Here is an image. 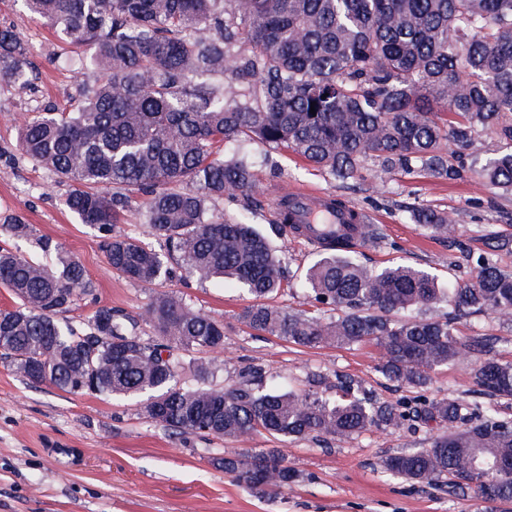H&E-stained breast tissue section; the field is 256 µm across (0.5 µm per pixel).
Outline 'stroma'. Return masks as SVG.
I'll list each match as a JSON object with an SVG mask.
<instances>
[{
  "mask_svg": "<svg viewBox=\"0 0 512 512\" xmlns=\"http://www.w3.org/2000/svg\"><path fill=\"white\" fill-rule=\"evenodd\" d=\"M1 28L14 30L26 43L31 76L25 85L0 78V224L23 218L33 226L34 237L20 242L0 235V246L53 264L54 254L43 252L36 243L41 237L79 260L95 291L77 298L68 312L60 314V321L84 329L100 307L135 318L163 289L223 321V352L198 354L200 360L217 366L214 385L236 382L241 368L258 362L270 389L302 390L313 378L331 386L344 375L380 400L393 402L405 396V388L377 372L381 352L374 344L308 348L248 329L237 315L250 299L232 281L201 284L181 269L157 287L113 271L98 232L65 208L68 186L15 148L23 115L50 104L76 105L78 84H94L100 72L89 63L79 70L66 66L69 46L35 20L23 0H0ZM495 147V141L479 137L473 148L454 158L460 174L452 181L389 172L372 162L364 182L353 188L343 187L293 153L257 148L252 155L261 207L249 219L259 230L269 231L277 195L285 188L338 194L375 219V240L357 250L365 265L381 269L406 264L429 270L444 282L461 280L467 266L490 251L482 228L512 241V196L491 189L476 175ZM412 207L447 211L455 232L426 233L409 221ZM272 243L290 278L275 304L310 310L299 278L315 260L316 246L277 235ZM456 327L466 338L492 337L497 358L512 361V325L478 314L459 320ZM470 369L467 360L436 369L430 395H453L512 419V399L480 394ZM141 405L138 399L75 395L31 383L0 359V512H476L469 495L441 486L411 485L388 475L380 465L387 456L424 447L438 432L434 424L415 430L403 424L326 441L305 437L282 443L266 436L225 440L175 434L145 417ZM276 447L282 448L298 480L273 496L246 490L213 463L216 457L245 448Z\"/></svg>",
  "mask_w": 512,
  "mask_h": 512,
  "instance_id": "obj_1",
  "label": "stroma"
}]
</instances>
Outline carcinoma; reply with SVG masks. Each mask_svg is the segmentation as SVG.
Instances as JSON below:
<instances>
[{
  "label": "carcinoma",
  "mask_w": 512,
  "mask_h": 512,
  "mask_svg": "<svg viewBox=\"0 0 512 512\" xmlns=\"http://www.w3.org/2000/svg\"><path fill=\"white\" fill-rule=\"evenodd\" d=\"M43 25L93 49L103 77L82 86L78 105L23 117L16 150L71 190L67 207L101 234L108 265L155 284L182 264L199 283L230 277L253 302L239 320L249 329L304 346L371 342L377 371L414 393L378 402L339 380L340 396L319 386L261 389L259 364L219 388L178 386L184 355L224 347V323L172 293H160L141 319L158 340L129 332L112 309H96L88 331L57 321L92 295L80 262L57 251L47 268L0 248V286L20 305L0 311V358L31 383L71 394L135 398L142 412L179 433L282 441L342 438L417 417L447 425L423 448L381 460L393 476L445 485L482 503L512 501V422L455 398L428 396L430 374L464 358L474 385L512 398V362L493 356L491 338L468 340L455 319L489 312L512 322V272L492 256L473 279L439 287L423 269L372 270L347 243L355 224L321 250L304 274L314 306L328 318L267 303L287 277L269 238L249 221L259 180L245 155L224 157L227 141L291 151L342 184L364 180L375 160L404 174L454 179L446 152L461 154L483 133L512 141V0H23ZM22 38L0 29V75L27 77ZM315 113H310V108ZM512 194V149L478 170ZM149 195L143 224L166 252L114 232L128 193ZM237 209L216 216L208 201ZM409 220L434 235L454 231L448 214L413 208ZM274 228L288 235V199ZM19 220L0 234L33 236ZM448 312L413 315L432 307ZM245 488L276 495L297 473L278 448H249L214 459Z\"/></svg>",
  "instance_id": "carcinoma-1"
}]
</instances>
